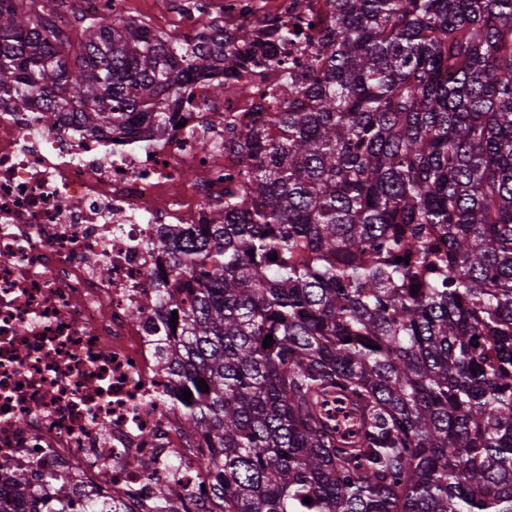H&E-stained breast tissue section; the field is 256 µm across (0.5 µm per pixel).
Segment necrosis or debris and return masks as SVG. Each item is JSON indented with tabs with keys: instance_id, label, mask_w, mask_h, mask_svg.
<instances>
[{
	"instance_id": "4bbe7bcc",
	"label": "necrosis or debris",
	"mask_w": 512,
	"mask_h": 512,
	"mask_svg": "<svg viewBox=\"0 0 512 512\" xmlns=\"http://www.w3.org/2000/svg\"><path fill=\"white\" fill-rule=\"evenodd\" d=\"M175 128L114 146L72 125L49 130L35 109L0 113V496L27 478L36 504L53 500L42 474L75 484L73 506L107 498L152 512L161 484L210 504L169 399L183 389L166 356L173 311L153 302L163 224H199L235 166L224 112L246 124L233 93L187 81ZM153 307L151 318L132 310Z\"/></svg>"
}]
</instances>
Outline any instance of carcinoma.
<instances>
[{
	"mask_svg": "<svg viewBox=\"0 0 512 512\" xmlns=\"http://www.w3.org/2000/svg\"><path fill=\"white\" fill-rule=\"evenodd\" d=\"M265 2L186 40L82 12L76 48L0 0V101L150 138L197 75L252 112L224 115V200L161 231L152 283L221 512H512V0ZM328 392L360 407L356 445ZM154 512L187 497L163 485Z\"/></svg>",
	"mask_w": 512,
	"mask_h": 512,
	"instance_id": "carcinoma-1",
	"label": "carcinoma"
}]
</instances>
